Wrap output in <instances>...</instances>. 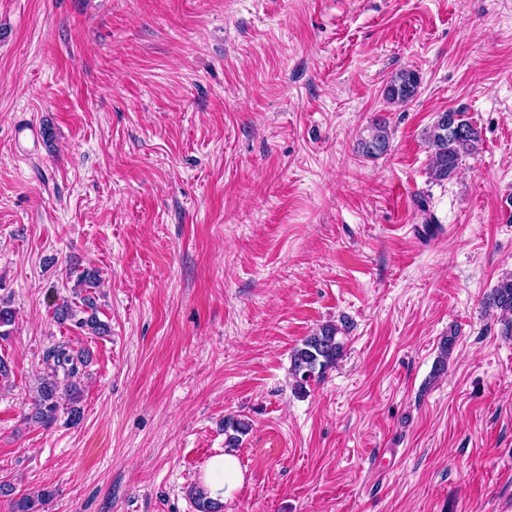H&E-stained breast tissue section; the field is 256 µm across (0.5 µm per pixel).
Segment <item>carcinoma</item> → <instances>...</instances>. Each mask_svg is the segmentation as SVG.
I'll return each instance as SVG.
<instances>
[{
	"mask_svg": "<svg viewBox=\"0 0 512 512\" xmlns=\"http://www.w3.org/2000/svg\"><path fill=\"white\" fill-rule=\"evenodd\" d=\"M420 77L413 70H401L390 78L383 93L391 104H404L413 100L419 93ZM426 138L432 149L429 168L431 179L442 182L452 177L462 166V162L475 154L479 143V131L473 123L455 111L441 113L439 119L429 127ZM390 150V130L384 121H375L363 142V154L376 157ZM82 306L89 309L85 317H77V309L64 302L56 307L57 320L74 322L75 326L89 330L93 335L107 332V325L96 313L93 297L86 294L80 297ZM485 305L496 308L504 315H512V276L503 278L498 286L486 297ZM346 329L334 324H324L306 336L296 346L291 355V373L298 386L311 379H321L331 368L336 367L343 357L345 341L342 334ZM455 335L450 334L441 345L440 355L435 363L433 376L446 372L448 356L452 352ZM44 372L33 396L31 419L48 428L56 420L60 410L61 394H66L72 406L69 408L71 420L81 417V410L73 403L81 394L82 368L87 364V353L76 351L66 344H59L49 350L43 360ZM249 422L229 417L224 419V430H232L228 435L229 447H236L240 436L248 433ZM196 512H221L223 505L213 501L200 489L190 491ZM51 498V492L42 491L37 496L24 495L11 502V512H40Z\"/></svg>",
	"mask_w": 512,
	"mask_h": 512,
	"instance_id": "obj_1",
	"label": "carcinoma"
}]
</instances>
